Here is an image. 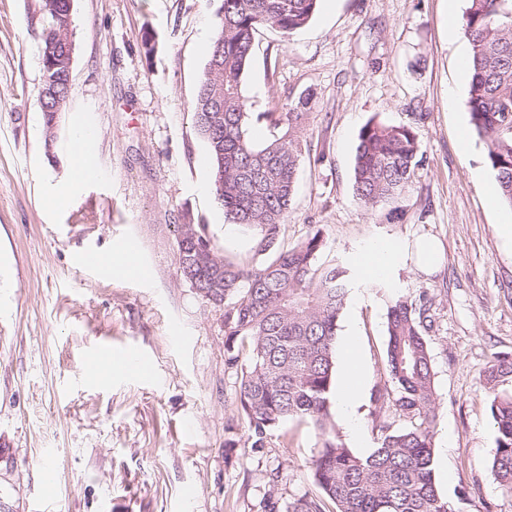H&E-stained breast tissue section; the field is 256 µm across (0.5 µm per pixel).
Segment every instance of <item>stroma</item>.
Returning a JSON list of instances; mask_svg holds the SVG:
<instances>
[{
    "label": "stroma",
    "instance_id": "1",
    "mask_svg": "<svg viewBox=\"0 0 512 512\" xmlns=\"http://www.w3.org/2000/svg\"><path fill=\"white\" fill-rule=\"evenodd\" d=\"M31 0H0V512H286L317 495V438L290 421L252 447L239 367L224 354V309L177 271L178 227L203 224L223 256L258 265L253 233L229 226L192 108L207 67L202 29L221 0H73L72 93L53 144L38 95L41 45ZM466 0H320L290 38L256 37L243 77L254 112L310 92L306 152L278 246L321 233V260L349 268L340 325L355 321L366 385L360 455L376 446L374 394L384 381L387 307L426 305L438 417L434 452L452 476L439 487L465 512H512L492 469L496 428L484 371L512 358L511 213L488 201L487 147L469 121L458 55ZM156 51L145 56V29ZM415 124L421 165L390 224L353 193L355 147L369 121ZM91 126L99 181L74 182L73 129ZM135 239L147 279L120 273ZM437 239L421 268L414 243ZM392 241L386 276L357 255ZM111 257L112 270L79 256ZM138 347L154 381L83 367Z\"/></svg>",
    "mask_w": 512,
    "mask_h": 512
}]
</instances>
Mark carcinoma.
<instances>
[{"label": "carcinoma", "mask_w": 512, "mask_h": 512, "mask_svg": "<svg viewBox=\"0 0 512 512\" xmlns=\"http://www.w3.org/2000/svg\"><path fill=\"white\" fill-rule=\"evenodd\" d=\"M319 0H221L209 61L200 80L193 115L205 140L218 201L228 222L256 231L257 267L219 255L201 225L197 242H178L177 271L196 280L209 299L212 280L196 266L200 244L212 254L224 295L225 353L241 363L239 401L251 446L289 420L314 428L320 447L312 460L321 496H304L287 512H460L438 491L433 428L438 406L434 370L425 336L426 309L401 297L387 312L386 381L375 394L377 448L364 456L342 442L330 410L338 321L349 276L338 263L319 261L323 247L314 234L291 249L277 240L292 206L303 161V129L313 98L307 93L279 112H251L242 78L257 31L275 27L289 37L303 28ZM462 28L467 61L470 123L487 145L500 202L512 209V0H466ZM222 118H216V105ZM265 121L271 136L263 144L250 135L252 120ZM419 143L413 125L370 121L360 131L353 190L371 211L389 221L403 218L399 202L414 185ZM490 411L497 429L492 468L503 493L512 497V360L497 359L485 371ZM394 403L409 419L395 427L383 415Z\"/></svg>", "instance_id": "obj_1"}]
</instances>
